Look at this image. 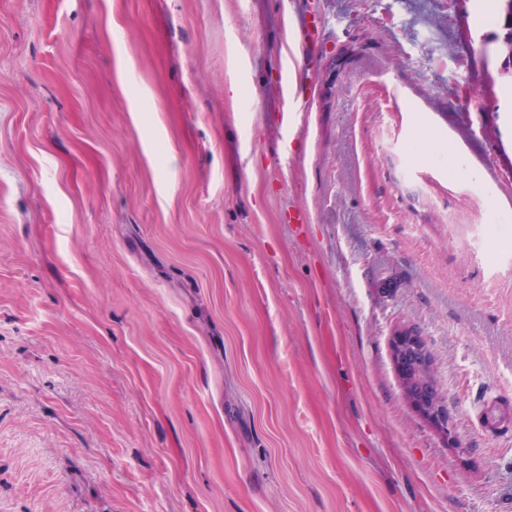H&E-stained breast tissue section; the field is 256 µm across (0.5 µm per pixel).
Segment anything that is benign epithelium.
Masks as SVG:
<instances>
[{"label": "benign epithelium", "mask_w": 512, "mask_h": 512, "mask_svg": "<svg viewBox=\"0 0 512 512\" xmlns=\"http://www.w3.org/2000/svg\"><path fill=\"white\" fill-rule=\"evenodd\" d=\"M392 358L408 403L447 438H453L448 410L428 382L429 351L424 338L412 329L398 331L391 342Z\"/></svg>", "instance_id": "benign-epithelium-1"}]
</instances>
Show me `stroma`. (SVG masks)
Segmentation results:
<instances>
[{
  "instance_id": "35a3bbf8",
  "label": "stroma",
  "mask_w": 512,
  "mask_h": 512,
  "mask_svg": "<svg viewBox=\"0 0 512 512\" xmlns=\"http://www.w3.org/2000/svg\"><path fill=\"white\" fill-rule=\"evenodd\" d=\"M492 10L0 0V512H512ZM392 358L408 403L447 438H453L448 410L437 388L428 382L429 351L422 336L412 329L398 331L391 342Z\"/></svg>"
}]
</instances>
